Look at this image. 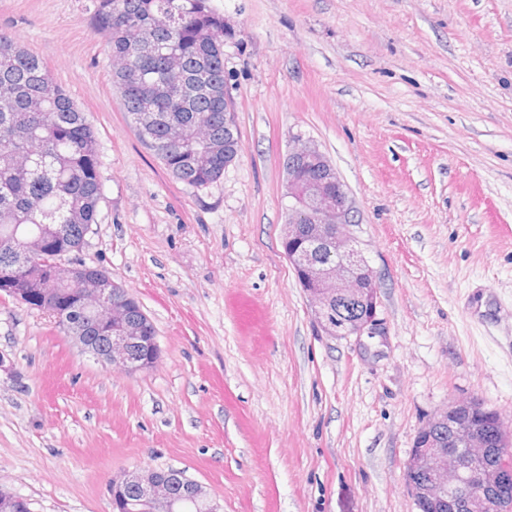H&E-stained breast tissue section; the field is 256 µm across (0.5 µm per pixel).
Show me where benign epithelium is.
<instances>
[{
	"mask_svg": "<svg viewBox=\"0 0 512 512\" xmlns=\"http://www.w3.org/2000/svg\"><path fill=\"white\" fill-rule=\"evenodd\" d=\"M288 261L304 283L317 322L327 303L343 298L339 312L343 335H362L376 321L377 274L358 248L357 211L341 178H336L328 158L302 139L288 152ZM90 296L76 300L103 321L96 335L73 330L82 349L104 364L118 365L131 373L152 368L158 361L156 337L125 324L123 303L110 288H91ZM483 411L476 404L452 403L438 411L418 431L404 466V474L424 472L420 483L406 481L417 502H431L445 512H506L499 487L512 479V456L504 453L497 464L486 459L490 447L488 428L475 420ZM182 487L172 496L159 473L143 467L113 478L110 485L113 512H130L126 494L138 495L142 512H181L204 502L205 512H218L202 485L181 471L170 476ZM25 508L24 498L0 494V512Z\"/></svg>",
	"mask_w": 512,
	"mask_h": 512,
	"instance_id": "7a95c632",
	"label": "benign epithelium"
}]
</instances>
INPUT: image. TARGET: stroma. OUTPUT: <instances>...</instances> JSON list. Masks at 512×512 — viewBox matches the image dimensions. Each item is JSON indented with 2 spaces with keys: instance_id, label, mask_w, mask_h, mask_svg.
I'll return each instance as SVG.
<instances>
[{
  "instance_id": "1",
  "label": "stroma",
  "mask_w": 512,
  "mask_h": 512,
  "mask_svg": "<svg viewBox=\"0 0 512 512\" xmlns=\"http://www.w3.org/2000/svg\"><path fill=\"white\" fill-rule=\"evenodd\" d=\"M97 0H0L100 145L77 258L156 329L105 366L0 291V490L112 512L109 483L185 470L221 512H418V429L476 398L512 425V0H207L240 151L176 180L112 81ZM336 168L379 279L377 329L318 325L283 249L294 137Z\"/></svg>"
}]
</instances>
